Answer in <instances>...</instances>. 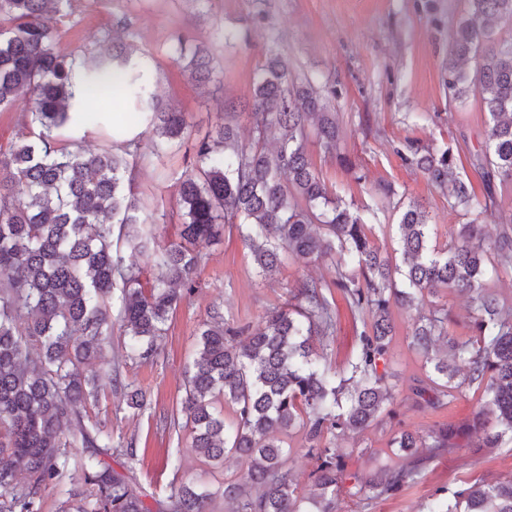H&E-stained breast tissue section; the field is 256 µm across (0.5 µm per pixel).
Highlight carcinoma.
<instances>
[{"label": "carcinoma", "instance_id": "carcinoma-1", "mask_svg": "<svg viewBox=\"0 0 512 512\" xmlns=\"http://www.w3.org/2000/svg\"><path fill=\"white\" fill-rule=\"evenodd\" d=\"M63 2L0 0V110L20 98L31 104L22 129L0 144V456L12 461L0 468V512H42L44 494L67 483L65 512H210V493L200 487L173 482L158 498L106 461L112 435L87 410L99 395L88 367L105 361L103 342L116 326L139 359L158 354L169 317L195 289L198 244L221 239L228 224L240 227L262 275L277 271L283 250L299 260L334 255L336 270L329 281H299L294 304L255 326L227 322L216 309L201 323L183 411L200 456L217 463L234 453L246 466L240 480L224 482L225 512H305V502L339 512L342 496L392 498L438 450L459 447L460 432L446 425L424 434L403 429L390 442L395 461L367 477L349 473L336 448V437L358 436L395 416L385 371L392 308L417 293L469 298L472 337L448 338L443 308L419 318L411 345L432 371L412 389L414 404L443 408L461 386L475 385L485 395L470 428L478 446L512 439V309L483 283L489 260L512 276L511 233L489 245L472 222L438 250L430 246L429 212L413 201L398 222V288L373 225L331 193L305 151L311 135L324 151L336 149V117L312 83L287 85L288 63L270 51L252 93L255 143L241 144L224 121L193 145L194 162L178 179L179 242L161 245L142 217L132 172L146 155L189 138L186 114L156 96L148 71L115 37L97 55H60V30L48 12ZM503 21L512 22V0H467L448 51V96L474 93L489 116L480 166L490 181H512V41L492 39ZM171 52L195 76H210L206 50ZM473 56L481 64L471 74ZM103 81L112 82L115 99L93 111L94 124L106 120L111 145L94 153L54 146L53 131L89 120L79 98ZM406 150L404 162L448 189L455 203L493 214L492 193L480 199L452 177L450 151L424 153L412 141ZM316 220L326 235L314 231ZM125 248L145 263H126ZM335 291L362 323L343 373L319 364L311 345L334 333ZM457 361L465 367L460 381ZM125 390L129 408L147 406L142 390ZM223 403L232 406L229 419L217 408ZM296 427L315 459L302 494L285 466L284 437ZM427 512H512V478L469 484L453 492L446 510L436 501Z\"/></svg>", "mask_w": 512, "mask_h": 512}]
</instances>
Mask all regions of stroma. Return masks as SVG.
Listing matches in <instances>:
<instances>
[{
    "mask_svg": "<svg viewBox=\"0 0 512 512\" xmlns=\"http://www.w3.org/2000/svg\"><path fill=\"white\" fill-rule=\"evenodd\" d=\"M465 10V0H70L59 23L57 49L66 55L95 53L112 36L123 37L146 63L159 97L185 112L193 139L213 131L224 108L248 101L266 51L280 52L288 59L291 80L310 79L328 92L327 105L340 127L335 155L326 154L314 138L305 145L307 154L337 197L360 211H374V239L397 264L399 203L415 200L426 207L437 226L432 243L440 249L473 219L464 209L449 207L447 190L405 165L400 153L407 140L436 152L452 150L457 175L477 193H494L500 219L485 223L488 238L498 237L512 222V183L486 181L479 166L488 115L479 97L455 101L446 87L448 47ZM179 40L190 50L207 49L214 67L211 82L197 84L184 65L172 60L170 48ZM192 162L193 148L186 142L136 167L143 213L161 243L177 239L176 184ZM201 250L197 286L169 319L154 361L129 358L128 339L120 333L109 339L108 356L118 364L123 383L145 390L147 406L132 412L121 387L104 375L95 414L105 431L133 443V456H112V466L130 467L137 481L159 496L176 479L205 484L214 494L211 512H224V483L243 473V463L231 454L223 465H208L192 446L182 411L197 327L215 304L228 322L258 323L286 302L298 281L330 277L331 265L326 259L304 263L286 254L276 274L265 278L231 225L220 243ZM334 305L336 329L322 355L342 372L356 351L362 325L342 297H335ZM434 307L447 309L450 336L470 337L465 297L427 293L417 307L394 308L396 334L387 371L398 393L400 419L383 420L354 440L337 438L350 471L366 476L389 464L388 443L399 424L416 430L439 423L458 427L472 419L483 401L482 392L465 386L446 408L414 407L412 389L425 369L410 336L417 317ZM510 476L511 443L445 448L398 496L365 508L343 498L339 507L341 512H423L436 490Z\"/></svg>",
    "mask_w": 512,
    "mask_h": 512,
    "instance_id": "35a3bbf8",
    "label": "stroma"
}]
</instances>
